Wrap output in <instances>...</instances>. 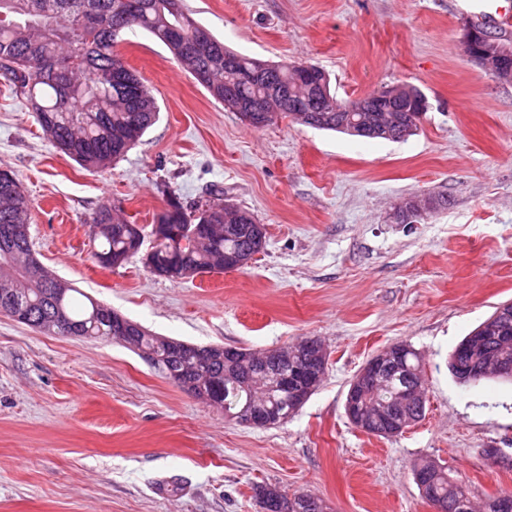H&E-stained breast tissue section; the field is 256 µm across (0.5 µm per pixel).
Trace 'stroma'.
<instances>
[{
	"instance_id": "35a3bbf8",
	"label": "stroma",
	"mask_w": 512,
	"mask_h": 512,
	"mask_svg": "<svg viewBox=\"0 0 512 512\" xmlns=\"http://www.w3.org/2000/svg\"><path fill=\"white\" fill-rule=\"evenodd\" d=\"M225 45L311 62L338 99L410 83L429 110L403 141L283 119L257 129L225 111L145 31L118 50L151 90L156 122L112 166L89 171L0 87V166L33 204L32 255L58 278L151 331L254 351L305 337L324 379L284 424L254 429L183 391L116 341L48 334L0 313V512H261L255 486L321 499L327 512H433L411 465L429 459L475 501L512 490V384L460 385L448 359L512 302V81L472 62L458 0H184ZM223 189L266 227L237 271L174 282L136 257L92 256L104 202L152 224L169 197L191 209ZM448 206L400 224L410 197ZM406 343L420 355L424 420L384 438L352 425L349 385ZM179 482L177 491L166 488Z\"/></svg>"
}]
</instances>
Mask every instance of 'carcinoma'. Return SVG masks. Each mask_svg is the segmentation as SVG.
Returning a JSON list of instances; mask_svg holds the SVG:
<instances>
[{
    "mask_svg": "<svg viewBox=\"0 0 512 512\" xmlns=\"http://www.w3.org/2000/svg\"><path fill=\"white\" fill-rule=\"evenodd\" d=\"M0 84L25 99L43 134L64 155L87 170H104L123 158L154 123L158 106L143 79L123 61L116 50L121 32L139 28L162 42L173 58L188 71L210 96L234 111L241 102L274 103L279 106L275 119L288 118L298 124L293 103L303 104L309 120L303 125L319 130L356 136L349 126L336 124V109L356 110L354 118L376 119L404 126L409 105L401 94L391 111H369L376 94L343 101L331 90H322L328 81L325 71L302 63H271L234 52L216 37L214 53L186 51L202 25L192 17L183 0H0ZM164 217L172 224H204L206 228L185 248L170 240L156 238L146 226L118 213L116 206L104 203L92 217V240L98 244L93 256L134 257L130 250L154 238V258L161 267L181 265L201 273L222 272L224 257L255 256L266 239L257 237L247 224L224 232V204H206L187 211L176 199L169 200ZM32 203L12 170L0 171V226L21 228L31 223ZM30 239L16 234L12 248H0V312L12 314L15 303L29 307L30 327L55 335L73 327L81 336L107 339L112 329V309L93 299L78 301L77 289L53 276L46 268L33 266ZM512 332V317L499 316L496 327L475 343L474 368L481 376L476 385L491 378L495 361L512 363V343L504 346L498 332ZM139 352L162 373H180L177 385L188 393L206 397L224 409V417L238 419L243 410L281 415L280 422L297 413L304 402L296 395L302 382L287 385L284 376L294 368H309L315 357L311 350L286 364L297 345L285 349L256 352L239 360L214 347L203 364L197 362L193 345L157 336L132 323L126 335L112 337ZM401 369L385 371L367 388L359 409L376 431H382L391 417L389 409L401 405L403 392H416L404 406L409 419L425 417L426 395L421 359L409 349L399 360ZM419 466L429 474L426 496L449 505L469 502L468 489L453 480L445 468L432 461ZM270 487L258 486L255 495L263 512H326L319 499L308 494L291 497Z\"/></svg>",
    "mask_w": 512,
    "mask_h": 512,
    "instance_id": "1",
    "label": "carcinoma"
}]
</instances>
